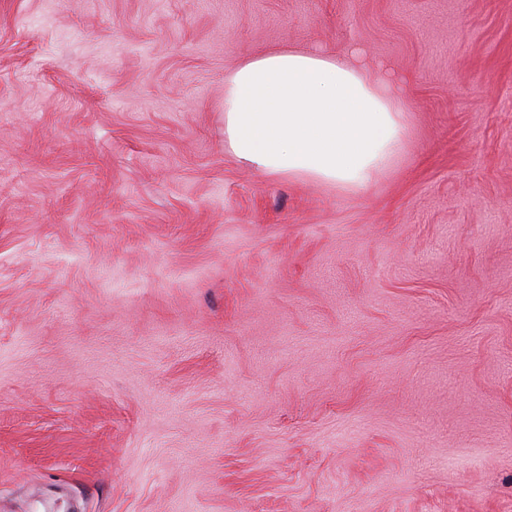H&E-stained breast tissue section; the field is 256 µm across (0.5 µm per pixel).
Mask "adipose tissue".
Returning a JSON list of instances; mask_svg holds the SVG:
<instances>
[{
	"instance_id": "obj_1",
	"label": "adipose tissue",
	"mask_w": 512,
	"mask_h": 512,
	"mask_svg": "<svg viewBox=\"0 0 512 512\" xmlns=\"http://www.w3.org/2000/svg\"><path fill=\"white\" fill-rule=\"evenodd\" d=\"M406 130L401 88L348 56L281 49L224 77V142L270 177L360 190L392 167Z\"/></svg>"
}]
</instances>
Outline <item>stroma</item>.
Listing matches in <instances>:
<instances>
[{"instance_id":"stroma-1","label":"stroma","mask_w":512,"mask_h":512,"mask_svg":"<svg viewBox=\"0 0 512 512\" xmlns=\"http://www.w3.org/2000/svg\"><path fill=\"white\" fill-rule=\"evenodd\" d=\"M404 83L357 192L224 76ZM0 512H512V0H0ZM403 98L397 84L348 56H250L224 76V144L266 176L358 191L402 149Z\"/></svg>"}]
</instances>
